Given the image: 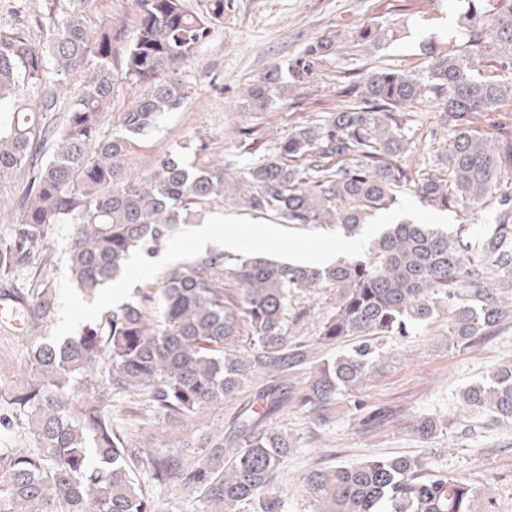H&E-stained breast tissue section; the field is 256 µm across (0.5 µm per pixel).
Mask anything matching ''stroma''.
Here are the masks:
<instances>
[{"label":"stroma","mask_w":512,"mask_h":512,"mask_svg":"<svg viewBox=\"0 0 512 512\" xmlns=\"http://www.w3.org/2000/svg\"><path fill=\"white\" fill-rule=\"evenodd\" d=\"M72 7L71 0H0V26L28 25L32 40L39 43L45 35L33 28V20L52 10L70 12ZM467 7L466 0H224L223 25L199 47L194 64L183 74L190 88L186 107L161 118L142 148L131 155L129 166L146 170L153 158L200 138L214 160L244 165L248 156L236 150L243 131L256 130L269 149L295 128L339 109L337 72L366 74L382 67L425 77L426 44L442 43L451 53L462 49L461 16ZM379 17L393 23L398 37L368 48L341 42L336 55L308 83L286 87L269 111L246 109L251 81L273 71L287 76L288 63L307 45ZM409 117L408 135L415 149L408 163L414 168L434 160L448 129L442 112L432 104L411 109ZM68 247V225H50L45 259L34 260L22 271L20 282L58 283L69 271ZM446 323V317H439L413 336L394 341L385 367L369 379L365 398L391 411L382 429L363 431L343 410L323 425L313 424L293 406L270 415L271 425L285 429L298 442L279 479L286 512H315V503L300 482L313 467L403 454L422 455L432 469L469 479L480 491L477 512H512V424L481 414H457L460 393L485 379L501 361L512 359V325L473 349L455 352L442 340ZM114 416L135 451L152 447L170 455H203L185 429L169 428L162 438H155L156 421L144 398L124 397ZM426 416L450 418L454 424L424 441L411 427L416 418Z\"/></svg>","instance_id":"35a3bbf8"}]
</instances>
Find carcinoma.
<instances>
[{
	"label": "carcinoma",
	"instance_id": "1",
	"mask_svg": "<svg viewBox=\"0 0 512 512\" xmlns=\"http://www.w3.org/2000/svg\"><path fill=\"white\" fill-rule=\"evenodd\" d=\"M190 11L184 0H132L133 38L108 21L90 28L84 10L49 21L43 46L26 27H0V179L18 170L28 182L0 245L8 276L39 250L52 224L70 225L72 282L89 297L115 282L140 249L152 257L182 224L207 206L229 201L286 224H335L356 233L374 210H388L413 185L432 206L478 205L492 196L496 223L477 239L402 221L368 251L327 266L294 265L265 255L210 253L170 269L148 296L153 311L125 302L54 343L45 335L58 317L49 282L0 288L27 338L30 378L0 386V431L21 424L29 448H0V512H174L140 486L136 469L185 486L202 512H285L278 478L296 442L266 423L292 401L313 423L348 408L353 420L380 427L386 410L361 396L388 358V344L448 314L444 343L464 351L499 335L512 315V131L471 128L476 112L512 98V0L494 13L467 0L468 40L455 54L435 43L427 79L382 68L339 80L345 106L300 126L229 187L227 169L194 160L179 146L134 176L127 157L148 130L189 97L182 80L199 46L224 21V0ZM342 32L323 36L288 64L303 82L336 55ZM397 36L382 20L353 31L358 45ZM499 48L500 74L476 72L487 43ZM125 85L141 93L103 116ZM276 73L249 85L247 107L266 112L280 95ZM428 102L444 112L447 149L437 163L408 167L412 141L403 110ZM238 283L232 303L224 278ZM322 288L336 305L313 336L296 331L291 302ZM266 381L254 402L223 434L202 427L208 413ZM138 391L165 425L189 429L204 449L199 460L147 451L140 460L112 422V401ZM463 412L512 421V360L461 396ZM451 422L420 417L427 439ZM316 512H476L466 478L429 469L419 455L371 457L314 467L301 478Z\"/></svg>",
	"mask_w": 512,
	"mask_h": 512
}]
</instances>
